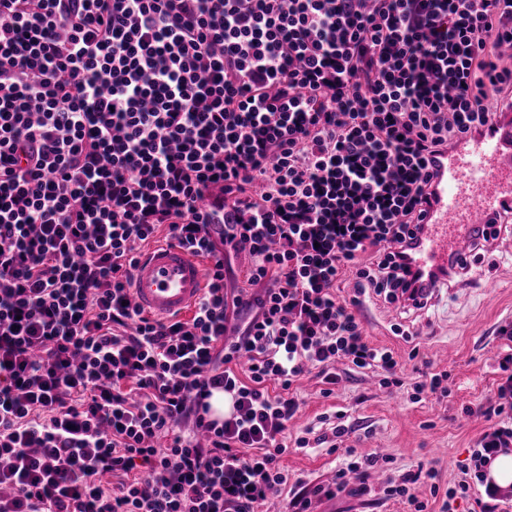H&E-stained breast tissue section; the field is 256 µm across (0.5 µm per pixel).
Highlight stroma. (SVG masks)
<instances>
[{
  "instance_id": "obj_1",
  "label": "stroma",
  "mask_w": 512,
  "mask_h": 512,
  "mask_svg": "<svg viewBox=\"0 0 512 512\" xmlns=\"http://www.w3.org/2000/svg\"><path fill=\"white\" fill-rule=\"evenodd\" d=\"M475 264L490 287L465 277L441 291L424 311L403 314L380 299L365 302L359 311L367 341L390 349L399 361L402 387H382L374 377L351 369L341 370L328 397L322 396L316 374L298 382L300 417L289 424L288 439L318 426L320 417L341 411L351 428L347 442L356 454L377 451L390 458L386 472H369V493L314 500L313 512H411L401 498L384 494L382 485L421 468L433 470L444 490L464 480L474 446L490 425L484 411L494 402L500 381L497 328L512 322V251L500 246L479 252ZM396 323L402 324L404 335L393 333ZM414 349L419 352L415 358L410 355ZM425 368L448 373L450 397L412 401V382ZM346 459L342 449L330 453L292 446L281 463L289 485L309 494L329 482Z\"/></svg>"
}]
</instances>
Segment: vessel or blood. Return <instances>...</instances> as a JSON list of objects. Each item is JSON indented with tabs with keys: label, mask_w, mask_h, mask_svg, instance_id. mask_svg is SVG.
<instances>
[{
	"label": "vessel or blood",
	"mask_w": 512,
	"mask_h": 512,
	"mask_svg": "<svg viewBox=\"0 0 512 512\" xmlns=\"http://www.w3.org/2000/svg\"><path fill=\"white\" fill-rule=\"evenodd\" d=\"M435 200L413 250L416 267L435 271L456 264L470 270L477 244L473 228H489L512 206V95L482 132L439 154ZM206 286L203 263L183 247L164 243L144 252L133 271L132 292L146 315L186 314Z\"/></svg>",
	"instance_id": "1"
}]
</instances>
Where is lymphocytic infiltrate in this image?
Instances as JSON below:
<instances>
[{"instance_id":"f902f5d3","label":"lymphocytic infiltrate","mask_w":512,"mask_h":512,"mask_svg":"<svg viewBox=\"0 0 512 512\" xmlns=\"http://www.w3.org/2000/svg\"><path fill=\"white\" fill-rule=\"evenodd\" d=\"M505 44L512 0H0V512H260L303 376L400 385L336 288L422 287L429 159L512 92ZM160 232L210 262L186 321L131 291Z\"/></svg>"}]
</instances>
